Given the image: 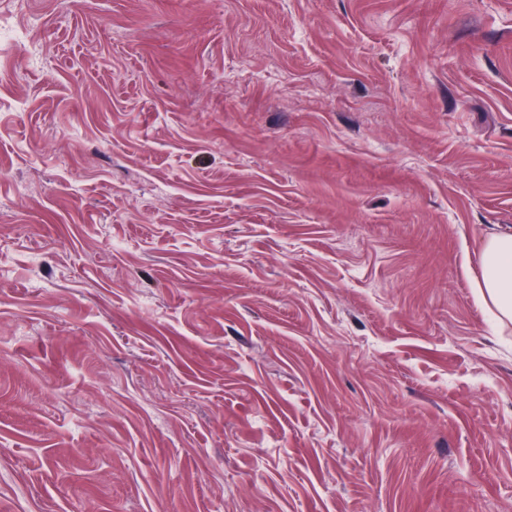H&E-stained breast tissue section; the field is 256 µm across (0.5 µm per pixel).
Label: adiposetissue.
<instances>
[{
    "label": "adipose tissue",
    "mask_w": 512,
    "mask_h": 512,
    "mask_svg": "<svg viewBox=\"0 0 512 512\" xmlns=\"http://www.w3.org/2000/svg\"><path fill=\"white\" fill-rule=\"evenodd\" d=\"M478 295L496 311L499 321L512 322V235H494L482 246Z\"/></svg>",
    "instance_id": "1"
}]
</instances>
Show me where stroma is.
I'll return each mask as SVG.
<instances>
[{
    "mask_svg": "<svg viewBox=\"0 0 512 512\" xmlns=\"http://www.w3.org/2000/svg\"><path fill=\"white\" fill-rule=\"evenodd\" d=\"M0 24V512H512V0ZM478 295L490 304L500 323L512 322V235H494L482 246Z\"/></svg>",
    "mask_w": 512,
    "mask_h": 512,
    "instance_id": "stroma-1",
    "label": "stroma"
}]
</instances>
